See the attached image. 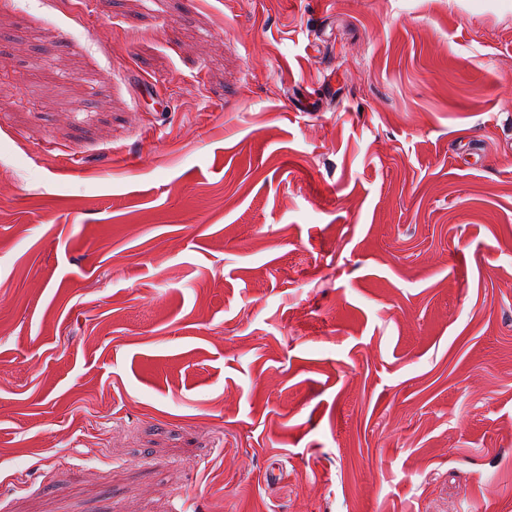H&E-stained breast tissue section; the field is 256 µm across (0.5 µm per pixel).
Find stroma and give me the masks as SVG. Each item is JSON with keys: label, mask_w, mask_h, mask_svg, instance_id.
I'll list each match as a JSON object with an SVG mask.
<instances>
[{"label": "stroma", "mask_w": 512, "mask_h": 512, "mask_svg": "<svg viewBox=\"0 0 512 512\" xmlns=\"http://www.w3.org/2000/svg\"><path fill=\"white\" fill-rule=\"evenodd\" d=\"M0 512H512V0H0Z\"/></svg>", "instance_id": "35a3bbf8"}]
</instances>
